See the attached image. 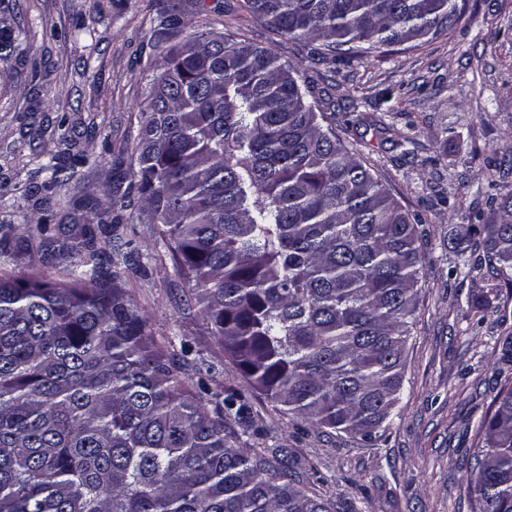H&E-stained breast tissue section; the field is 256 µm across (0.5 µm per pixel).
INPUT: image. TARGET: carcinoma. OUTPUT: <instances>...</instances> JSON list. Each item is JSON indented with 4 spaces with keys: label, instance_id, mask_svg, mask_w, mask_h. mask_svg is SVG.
<instances>
[{
    "label": "carcinoma",
    "instance_id": "carcinoma-1",
    "mask_svg": "<svg viewBox=\"0 0 512 512\" xmlns=\"http://www.w3.org/2000/svg\"><path fill=\"white\" fill-rule=\"evenodd\" d=\"M314 49L372 53L457 19L456 0H247ZM159 24L179 32L172 5ZM23 52L0 32V60ZM133 137L138 168L109 208L84 196L78 261L52 283L0 272V512H329L253 448L229 442L250 408L209 410L184 376L191 349L158 342L101 265L98 230L143 202L224 352L250 386L317 432L372 441L399 400L420 272L417 225L331 128L298 69L269 49L191 33L166 54ZM87 163L52 156L44 188ZM484 262L512 282V195ZM462 459L472 512H512V381Z\"/></svg>",
    "mask_w": 512,
    "mask_h": 512
}]
</instances>
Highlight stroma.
Segmentation results:
<instances>
[{
    "instance_id": "stroma-1",
    "label": "stroma",
    "mask_w": 512,
    "mask_h": 512,
    "mask_svg": "<svg viewBox=\"0 0 512 512\" xmlns=\"http://www.w3.org/2000/svg\"><path fill=\"white\" fill-rule=\"evenodd\" d=\"M182 22L264 47L298 68L326 123L419 219L423 274L405 352L400 402L377 441L295 429L247 383L203 320L178 265L156 252L142 203L123 212L121 247L103 255L124 270L156 338L193 349L188 382L238 392L250 405L234 425L247 445L282 450L301 487L330 512H471L461 459L474 423L512 379V286L471 270L451 240H479L498 217L489 180L512 191V0H457L461 18L421 43L349 61L312 59L255 17L245 0H170ZM157 0H0V30L25 55L0 64V270L60 278L67 258L44 256L32 230L71 225L73 201L132 181L126 140L168 49L183 41L159 26ZM89 156L79 180L45 190L40 161Z\"/></svg>"
}]
</instances>
